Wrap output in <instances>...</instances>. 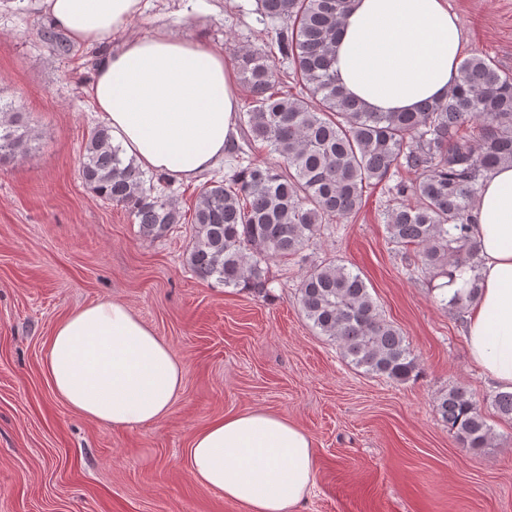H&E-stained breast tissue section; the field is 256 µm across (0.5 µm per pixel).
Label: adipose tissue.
Segmentation results:
<instances>
[{
  "mask_svg": "<svg viewBox=\"0 0 512 512\" xmlns=\"http://www.w3.org/2000/svg\"><path fill=\"white\" fill-rule=\"evenodd\" d=\"M73 43L101 47L88 94L121 145L143 167L190 181L215 167L236 129L232 71L221 51L157 31L112 48L142 0H41ZM465 40L446 0H351L338 28L336 76L370 112L416 110L445 98ZM481 289L469 306L473 363L512 392V164L484 178L472 203ZM47 373L58 397L115 429L165 420L185 368L126 304L104 299L59 321ZM187 465L201 486L246 512H298L315 484L311 436L279 415L224 416L197 432Z\"/></svg>",
  "mask_w": 512,
  "mask_h": 512,
  "instance_id": "obj_1",
  "label": "adipose tissue"
}]
</instances>
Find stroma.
Returning a JSON list of instances; mask_svg holds the SVG:
<instances>
[{
    "instance_id": "stroma-1",
    "label": "stroma",
    "mask_w": 512,
    "mask_h": 512,
    "mask_svg": "<svg viewBox=\"0 0 512 512\" xmlns=\"http://www.w3.org/2000/svg\"><path fill=\"white\" fill-rule=\"evenodd\" d=\"M465 56L512 74V0H447ZM112 37L163 28L220 49L262 46L257 0H142ZM40 0H0V100L31 130L26 157L0 162V512H243L199 486L186 459L194 435L229 414L264 410L314 441L316 484L301 512H512V418L468 357L465 312L440 304L429 275H410L388 240L387 197L367 188L360 209L322 226L300 254L271 263L266 292L196 277L186 256L200 188L229 170L170 179L164 192L186 216L157 239L79 175V155L102 120L87 90L101 53L60 58L36 34ZM338 261L364 278L386 320L420 364L396 383L357 370L320 336L297 301L300 277ZM125 303L185 367L164 421L131 430L91 422L58 398L45 363L68 314L101 299ZM464 387L493 431L489 447H462L436 411Z\"/></svg>"
}]
</instances>
